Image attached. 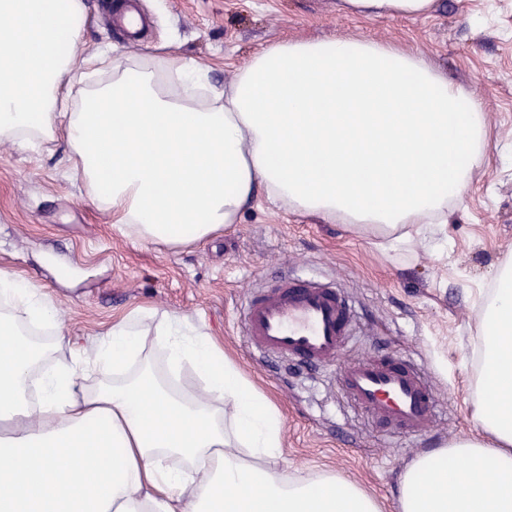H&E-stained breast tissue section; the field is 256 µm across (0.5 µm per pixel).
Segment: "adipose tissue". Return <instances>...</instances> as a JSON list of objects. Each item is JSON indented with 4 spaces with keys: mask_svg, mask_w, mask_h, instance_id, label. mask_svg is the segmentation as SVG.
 Listing matches in <instances>:
<instances>
[{
    "mask_svg": "<svg viewBox=\"0 0 512 512\" xmlns=\"http://www.w3.org/2000/svg\"><path fill=\"white\" fill-rule=\"evenodd\" d=\"M435 6L338 0L337 10L417 18ZM86 21L84 0H0V141L64 140L72 177L130 241L209 238L263 196L385 253L444 246L449 211L490 161L481 104L421 51L283 40L220 88L190 58L76 59ZM81 69L94 80L72 103ZM63 341L57 295L0 270V512H382L338 474L272 468L278 409L188 317L136 309L92 349L51 362ZM476 358L479 434L418 455L396 512H512L511 262L481 305ZM186 364L201 394L174 385ZM91 371L101 381L87 388Z\"/></svg>",
    "mask_w": 512,
    "mask_h": 512,
    "instance_id": "adipose-tissue-1",
    "label": "adipose tissue"
}]
</instances>
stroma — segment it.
I'll list each match as a JSON object with an SVG mask.
<instances>
[{
  "mask_svg": "<svg viewBox=\"0 0 512 512\" xmlns=\"http://www.w3.org/2000/svg\"><path fill=\"white\" fill-rule=\"evenodd\" d=\"M85 3L86 25L73 46L79 60L105 48L192 58L212 66L221 87L274 42L356 35L422 50L480 101L491 162L451 214L447 249L423 240L402 257L344 225L262 199L209 239L177 248L133 243L71 178L64 142L35 150L0 143V270L59 292L71 344H89L137 307L190 317L281 412L278 469L342 475L394 512L411 461L476 430L468 381L477 368L479 309L497 268L512 262V0H437L426 17L371 19L340 15L336 0H135L146 20L135 45L115 21L131 6L126 0ZM287 274L335 280L350 297L357 327L344 359L390 355L424 368L444 407L428 435L379 432L345 404L332 370L247 348L241 303Z\"/></svg>",
  "mask_w": 512,
  "mask_h": 512,
  "instance_id": "1",
  "label": "stroma"
}]
</instances>
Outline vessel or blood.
Wrapping results in <instances>:
<instances>
[{
    "mask_svg": "<svg viewBox=\"0 0 512 512\" xmlns=\"http://www.w3.org/2000/svg\"><path fill=\"white\" fill-rule=\"evenodd\" d=\"M352 311L334 284L284 278L246 300L243 334L248 347L287 360L338 366L345 397L387 430L418 437L435 419L438 397L419 367L367 358L342 361Z\"/></svg>",
    "mask_w": 512,
    "mask_h": 512,
    "instance_id": "obj_1",
    "label": "vessel or blood"
}]
</instances>
